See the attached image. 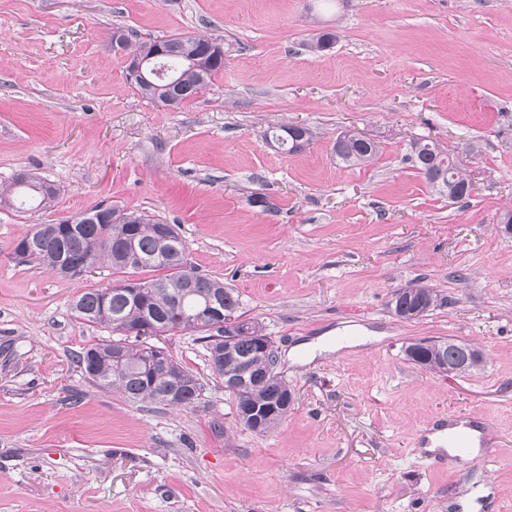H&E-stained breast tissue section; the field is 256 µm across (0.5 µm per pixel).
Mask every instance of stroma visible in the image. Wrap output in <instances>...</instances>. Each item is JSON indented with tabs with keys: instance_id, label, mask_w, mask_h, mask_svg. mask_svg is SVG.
Returning a JSON list of instances; mask_svg holds the SVG:
<instances>
[{
	"instance_id": "1",
	"label": "stroma",
	"mask_w": 512,
	"mask_h": 512,
	"mask_svg": "<svg viewBox=\"0 0 512 512\" xmlns=\"http://www.w3.org/2000/svg\"><path fill=\"white\" fill-rule=\"evenodd\" d=\"M117 26L223 36L224 68L161 106L127 82ZM324 30L335 44L310 51ZM288 123L318 136L271 147L265 132ZM343 132L378 157L343 163ZM417 138L454 150L469 198L419 173ZM22 170L61 193L47 212L0 207V512H462L478 477L480 512H512V0H0V187ZM103 201L178 225L195 271L239 293L295 392L276 429L236 423L192 334L165 345L205 382L195 408L133 403L80 373L75 354L112 332L70 303L111 269L64 279L13 245ZM417 281L448 303L398 319L391 293ZM351 325L372 338L288 359ZM422 338L484 359L428 372L403 356ZM452 414L490 424L494 466L421 453Z\"/></svg>"
}]
</instances>
